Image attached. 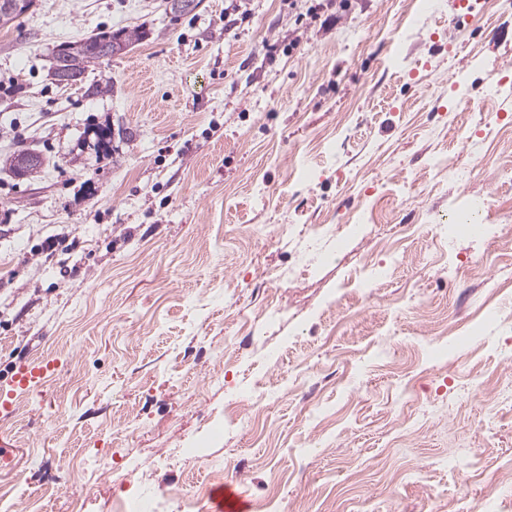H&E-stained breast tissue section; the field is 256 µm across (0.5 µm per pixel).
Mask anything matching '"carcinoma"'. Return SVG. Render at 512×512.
<instances>
[{
  "label": "carcinoma",
  "instance_id": "cac0c4a2",
  "mask_svg": "<svg viewBox=\"0 0 512 512\" xmlns=\"http://www.w3.org/2000/svg\"><path fill=\"white\" fill-rule=\"evenodd\" d=\"M140 38L141 33L135 29H121L112 33L101 31L66 42L55 54V69L63 73L68 84H80L91 65L124 53Z\"/></svg>",
  "mask_w": 512,
  "mask_h": 512
}]
</instances>
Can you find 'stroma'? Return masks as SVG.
<instances>
[{"label":"stroma","instance_id":"35a3bbf8","mask_svg":"<svg viewBox=\"0 0 512 512\" xmlns=\"http://www.w3.org/2000/svg\"><path fill=\"white\" fill-rule=\"evenodd\" d=\"M412 5L35 0L0 29V383L60 364L0 417V506L209 512L223 480L251 512H512V236L439 234L473 198L512 225V0ZM141 38L135 29L98 32L60 45L55 54V68L61 70L68 80L65 86L83 82L86 70L103 59H111L124 53L129 46Z\"/></svg>","mask_w":512,"mask_h":512}]
</instances>
